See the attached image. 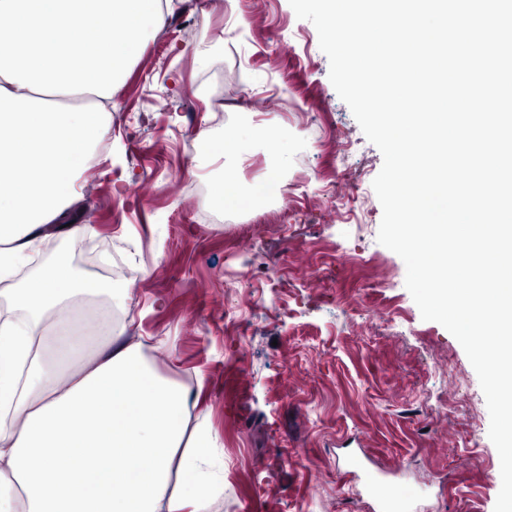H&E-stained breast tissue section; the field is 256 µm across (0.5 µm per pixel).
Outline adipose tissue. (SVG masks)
I'll return each instance as SVG.
<instances>
[{"instance_id":"1","label":"adipose tissue","mask_w":512,"mask_h":512,"mask_svg":"<svg viewBox=\"0 0 512 512\" xmlns=\"http://www.w3.org/2000/svg\"><path fill=\"white\" fill-rule=\"evenodd\" d=\"M172 0H0V279L26 266L68 217L78 173L111 127L112 89L163 26ZM259 178L214 204L249 208L276 191ZM126 289L81 277L59 254L14 288L0 320V512H211L224 491L218 439L198 395L160 376L127 340L72 332L68 299ZM58 311L53 338L41 334Z\"/></svg>"}]
</instances>
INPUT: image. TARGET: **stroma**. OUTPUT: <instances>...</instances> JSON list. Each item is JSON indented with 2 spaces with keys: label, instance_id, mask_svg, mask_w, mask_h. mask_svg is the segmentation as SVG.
<instances>
[{
  "label": "stroma",
  "instance_id": "35a3bbf8",
  "mask_svg": "<svg viewBox=\"0 0 512 512\" xmlns=\"http://www.w3.org/2000/svg\"><path fill=\"white\" fill-rule=\"evenodd\" d=\"M174 0L112 92L119 119L72 209L83 276L129 291L132 341L162 376L202 375L198 412L221 446L213 512H370L374 468L412 490L411 512H494L500 460L459 342L423 320L403 260L377 241L383 158L329 80L313 24L289 0ZM223 112L211 106L215 90ZM274 130L225 174L210 141ZM276 172L259 206L208 224L182 181L236 193Z\"/></svg>",
  "mask_w": 512,
  "mask_h": 512
}]
</instances>
